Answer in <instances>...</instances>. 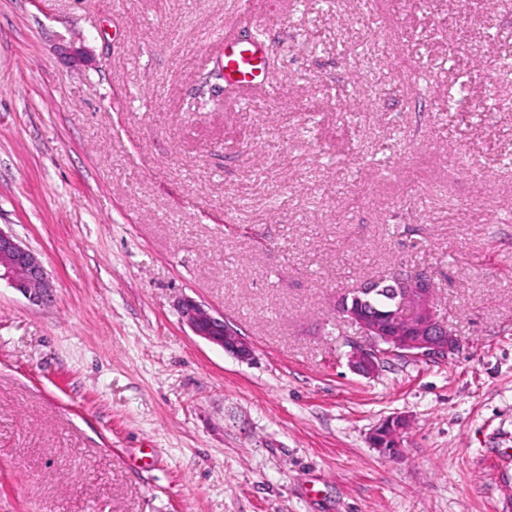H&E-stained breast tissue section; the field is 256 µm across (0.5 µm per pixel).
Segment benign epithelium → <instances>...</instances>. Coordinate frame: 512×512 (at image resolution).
Masks as SVG:
<instances>
[{
  "label": "benign epithelium",
  "instance_id": "obj_1",
  "mask_svg": "<svg viewBox=\"0 0 512 512\" xmlns=\"http://www.w3.org/2000/svg\"><path fill=\"white\" fill-rule=\"evenodd\" d=\"M6 281L30 304L46 306L53 302L54 286L35 253L10 232L0 228V281ZM400 288L397 306L385 315L372 314L348 294L336 296V317L358 327L365 342H349V366L359 374H374L388 355L405 353L417 358L446 357L460 347V340L439 317L431 280L422 272L409 277H391ZM182 319L201 338L221 347L241 360L253 358L250 341L193 300L180 308ZM406 421L401 417L385 420L370 435L373 447L395 457L401 452V437Z\"/></svg>",
  "mask_w": 512,
  "mask_h": 512
}]
</instances>
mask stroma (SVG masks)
I'll list each match as a JSON object with an SVG mask.
<instances>
[{"label": "stroma", "mask_w": 512, "mask_h": 512, "mask_svg": "<svg viewBox=\"0 0 512 512\" xmlns=\"http://www.w3.org/2000/svg\"><path fill=\"white\" fill-rule=\"evenodd\" d=\"M250 15L264 85L200 104ZM506 59L512 0H0V229L54 285L0 283V512H512ZM400 267L460 348L360 375L334 300ZM182 319L201 338L220 346L225 352L241 360H251L253 345L224 321V315L213 314L201 304L186 300L180 308ZM406 429V421L401 417H392L385 420L370 435L374 448L383 454L395 457L401 452V437Z\"/></svg>", "instance_id": "stroma-1"}]
</instances>
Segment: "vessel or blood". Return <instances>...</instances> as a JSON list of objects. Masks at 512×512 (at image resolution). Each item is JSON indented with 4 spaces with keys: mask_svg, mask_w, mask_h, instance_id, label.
I'll return each mask as SVG.
<instances>
[{
    "mask_svg": "<svg viewBox=\"0 0 512 512\" xmlns=\"http://www.w3.org/2000/svg\"><path fill=\"white\" fill-rule=\"evenodd\" d=\"M267 59L265 42L233 34L225 35L220 55L225 88L240 91L262 84Z\"/></svg>",
    "mask_w": 512,
    "mask_h": 512,
    "instance_id": "b4317fda",
    "label": "vessel or blood"
}]
</instances>
